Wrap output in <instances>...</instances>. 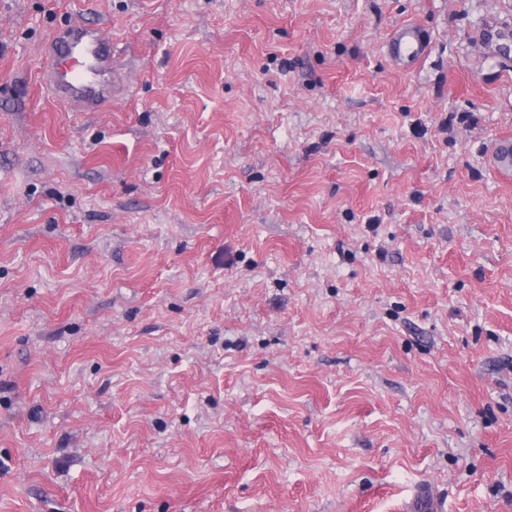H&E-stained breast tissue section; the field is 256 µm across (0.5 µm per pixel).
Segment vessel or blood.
<instances>
[{"mask_svg":"<svg viewBox=\"0 0 512 512\" xmlns=\"http://www.w3.org/2000/svg\"><path fill=\"white\" fill-rule=\"evenodd\" d=\"M426 46L425 33L406 28L390 40L395 58L411 62ZM43 81L56 98L79 110H97L112 97V55L109 43L94 29L73 25L48 49Z\"/></svg>","mask_w":512,"mask_h":512,"instance_id":"b4317fda","label":"vessel or blood"}]
</instances>
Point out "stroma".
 <instances>
[{"instance_id": "stroma-1", "label": "stroma", "mask_w": 512, "mask_h": 512, "mask_svg": "<svg viewBox=\"0 0 512 512\" xmlns=\"http://www.w3.org/2000/svg\"><path fill=\"white\" fill-rule=\"evenodd\" d=\"M75 21L97 111L42 87ZM489 29L512 0H0V512H512ZM48 91L79 110H97L112 98L110 44L95 29L71 25L48 49ZM427 35L417 28H405L390 40V49L395 58L405 63L412 62L425 50Z\"/></svg>"}]
</instances>
